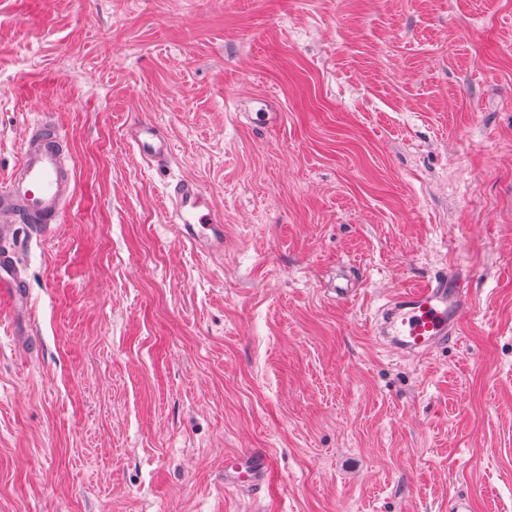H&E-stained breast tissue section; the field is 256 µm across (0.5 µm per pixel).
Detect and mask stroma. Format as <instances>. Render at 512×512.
Returning a JSON list of instances; mask_svg holds the SVG:
<instances>
[{
	"label": "stroma",
	"instance_id": "stroma-1",
	"mask_svg": "<svg viewBox=\"0 0 512 512\" xmlns=\"http://www.w3.org/2000/svg\"><path fill=\"white\" fill-rule=\"evenodd\" d=\"M43 114L75 197L0 314V512H512V0H0V180ZM454 267L456 336L373 339ZM246 452L270 481L225 485ZM130 141L137 148L140 157L148 162H161L171 154L169 141L161 134L159 128L149 120L132 122L127 129ZM167 222L182 239L206 253L224 250V215L213 210L198 183L181 179L169 192Z\"/></svg>",
	"mask_w": 512,
	"mask_h": 512
}]
</instances>
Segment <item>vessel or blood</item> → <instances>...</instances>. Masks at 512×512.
Wrapping results in <instances>:
<instances>
[{
	"label": "vessel or blood",
	"instance_id": "vessel-or-blood-1",
	"mask_svg": "<svg viewBox=\"0 0 512 512\" xmlns=\"http://www.w3.org/2000/svg\"><path fill=\"white\" fill-rule=\"evenodd\" d=\"M127 134L140 157L161 162L171 154L169 141L151 121L132 122ZM63 132L51 121L38 120L24 141L21 159L7 182L0 184V306L21 313L27 305L19 257L18 230L24 224L50 227L59 223L72 202L71 176L60 150ZM182 239L204 252L224 248V215L213 210L198 183L182 179L169 192L165 212ZM461 271L433 276L421 287L396 294L372 330L404 355L427 354L455 335L470 302ZM272 468L264 454H248L230 470L234 484L262 485Z\"/></svg>",
	"mask_w": 512,
	"mask_h": 512
}]
</instances>
